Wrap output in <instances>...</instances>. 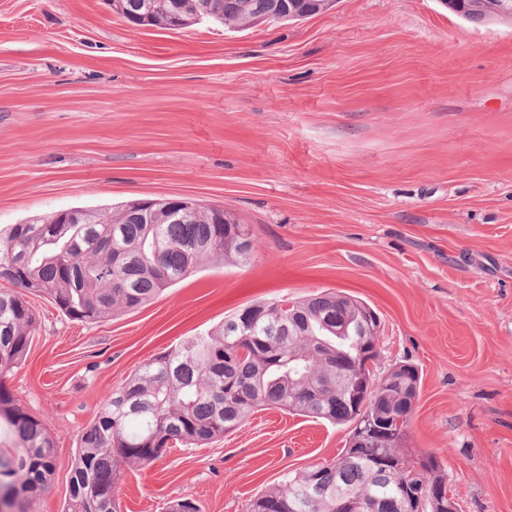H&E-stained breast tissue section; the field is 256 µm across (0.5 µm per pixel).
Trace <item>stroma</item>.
Masks as SVG:
<instances>
[{"mask_svg": "<svg viewBox=\"0 0 512 512\" xmlns=\"http://www.w3.org/2000/svg\"><path fill=\"white\" fill-rule=\"evenodd\" d=\"M189 196L232 212L208 259L141 307L81 323L50 299L5 389L56 439L32 512H63L78 438L136 369L257 301L322 291L378 314L376 375L421 374L407 446L460 512H512V22L440 0H337L236 32L135 27L106 0H0V228ZM346 425L271 409L124 470L121 512H244L335 459Z\"/></svg>", "mask_w": 512, "mask_h": 512, "instance_id": "stroma-1", "label": "stroma"}]
</instances>
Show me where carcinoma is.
Listing matches in <instances>:
<instances>
[{
	"instance_id": "cac0c4a2",
	"label": "carcinoma",
	"mask_w": 512,
	"mask_h": 512,
	"mask_svg": "<svg viewBox=\"0 0 512 512\" xmlns=\"http://www.w3.org/2000/svg\"><path fill=\"white\" fill-rule=\"evenodd\" d=\"M211 5L207 18L247 27L271 14L279 21L286 0H120L116 7L147 26L184 29ZM34 217L0 232V371L27 355L37 318L25 294L49 297L70 319L107 320L152 300L189 277L205 258L244 262L248 236L242 224L216 223L213 209L200 206L186 217L158 211L146 218L127 203L110 212L80 210ZM254 305L211 332L193 336L159 353L112 392L83 431L72 466L65 512H120L115 496L123 469L146 466L168 449L201 446L241 426L260 408H277L332 424H351V433L377 415L389 432L366 448H344L332 463L313 465L251 500L245 512H340L341 500L357 512H401L402 481L380 477L371 461L383 457L410 464L405 453L412 403L406 381L375 387L362 413L343 377L377 381L366 359L377 357L373 337L351 319L342 335L347 302L328 292L300 302ZM0 430L14 447L0 448V504L31 512L54 471L55 441L40 420L0 389ZM429 468H408L405 479L448 485V474L432 455L416 454Z\"/></svg>"
}]
</instances>
